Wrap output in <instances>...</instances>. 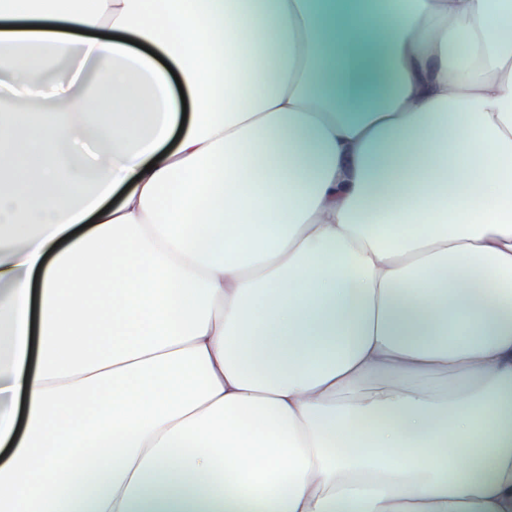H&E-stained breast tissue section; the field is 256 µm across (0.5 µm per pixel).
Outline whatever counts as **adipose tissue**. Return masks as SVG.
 <instances>
[{"label":"adipose tissue","instance_id":"ef3b65f1","mask_svg":"<svg viewBox=\"0 0 512 512\" xmlns=\"http://www.w3.org/2000/svg\"><path fill=\"white\" fill-rule=\"evenodd\" d=\"M0 512H512V0H0Z\"/></svg>","mask_w":512,"mask_h":512}]
</instances>
